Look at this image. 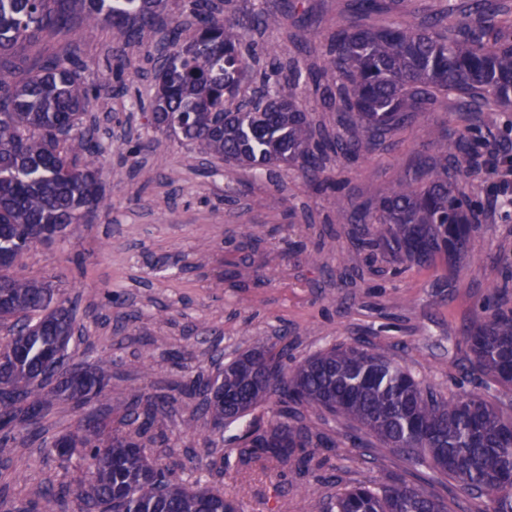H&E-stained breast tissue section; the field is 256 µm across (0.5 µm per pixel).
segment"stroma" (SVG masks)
<instances>
[{
	"label": "stroma",
	"mask_w": 512,
	"mask_h": 512,
	"mask_svg": "<svg viewBox=\"0 0 512 512\" xmlns=\"http://www.w3.org/2000/svg\"><path fill=\"white\" fill-rule=\"evenodd\" d=\"M349 0H226L225 18L280 9L278 26L245 35L259 59L295 61L301 74L326 61L329 38L347 17ZM111 29H79L47 37L44 54L71 51L87 81L104 85L92 104L102 143L101 180L110 203L91 227L72 226L23 256V274L59 285L77 307L70 344L76 361L105 366L106 420L124 414L133 388L169 401L165 424L153 433V451L181 464L185 483L207 481L239 512H312L315 503L371 482H416L448 504V512H485L466 501L459 484L428 466H415L368 436L362 447L342 442L347 421L308 410L304 420L328 440L307 449L299 465L258 473L238 460V437L268 427L275 407H264L212 431L198 393L184 385L196 369L214 375L222 362L259 347L287 348L294 365L336 345L365 343L407 368L439 395L476 392L512 414V391L469 370L464 329L487 305L512 309V209L497 199L489 178H463L457 188L473 200L480 223L468 262L440 256L427 267L354 246L357 228L337 222L332 195L310 187L298 165L256 174L240 169L224 178L223 161L205 162L198 146L140 119L149 100L148 49L127 51L114 77ZM493 127L468 118L453 98H440L415 122L364 160L329 159L325 178L341 182L357 203L372 206L393 189L400 173L431 153L434 132L497 138L512 149V112L494 113ZM149 143L136 151L137 143ZM314 254L306 262L304 253ZM223 456V470L208 468ZM13 480L0 489V512H28L35 491L71 483L79 460L61 467L40 441L16 443L8 459Z\"/></svg>",
	"instance_id": "35a3bbf8"
}]
</instances>
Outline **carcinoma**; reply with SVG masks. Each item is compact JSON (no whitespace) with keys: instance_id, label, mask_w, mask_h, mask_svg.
<instances>
[{"instance_id":"carcinoma-1","label":"carcinoma","mask_w":512,"mask_h":512,"mask_svg":"<svg viewBox=\"0 0 512 512\" xmlns=\"http://www.w3.org/2000/svg\"><path fill=\"white\" fill-rule=\"evenodd\" d=\"M169 0H0V459L9 445L38 434L52 401L78 405L107 398L104 370L83 369L54 381L50 366L67 352L74 308L54 298L44 280L17 272L21 255L73 224H90L108 208L98 166L99 146L85 125L99 88L88 84L74 56L29 55L48 32L69 28L72 14L88 26L118 34L119 56L152 42ZM390 0H353L350 17L336 24L328 58L309 74L315 90L336 110V133H325L302 109L295 71L261 107L234 103L253 70L236 29L279 24L274 12L226 21L215 0H188L193 33L170 21L166 62L152 68L156 90L150 125L170 130L205 154L224 159V178L238 167L297 163L312 185H326L324 161L363 159L384 146L442 95H455L466 112H500L512 104V0H468L463 19L443 13L418 25H377ZM435 154L406 169L392 192L357 216L362 246L426 266L436 257L469 258L473 205L455 185L471 169L476 149L464 134L434 143ZM470 370L512 389V310L500 308L464 331ZM284 353L253 350L224 365L220 380L193 382L203 411L223 430L272 400L277 419L240 437L239 459L266 470L285 468L306 448L324 446L302 422L317 409L354 423L416 464H428L460 482L463 493L485 498L488 512H512V415L476 393L448 400L405 367L364 344L332 347L291 372ZM163 400L133 390L122 425L107 432L86 416L50 450L67 463L82 460L88 479L37 492L30 512H59L73 498L76 512H237L224 492L186 485L178 464L153 455L144 437L159 423ZM320 512H448L444 501L418 484H360L318 506Z\"/></svg>"}]
</instances>
